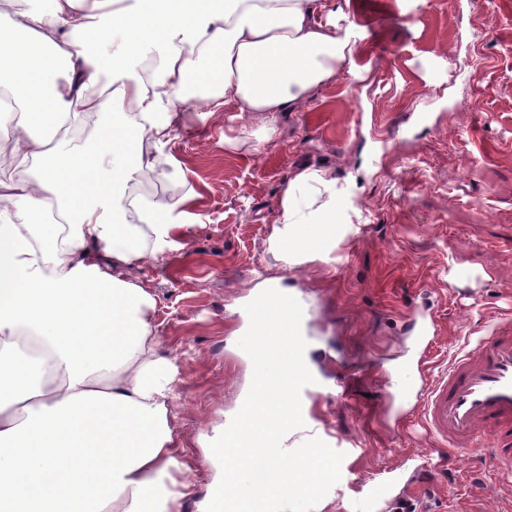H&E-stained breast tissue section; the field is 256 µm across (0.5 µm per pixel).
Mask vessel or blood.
I'll return each instance as SVG.
<instances>
[{
    "instance_id": "1",
    "label": "vessel or blood",
    "mask_w": 512,
    "mask_h": 512,
    "mask_svg": "<svg viewBox=\"0 0 512 512\" xmlns=\"http://www.w3.org/2000/svg\"><path fill=\"white\" fill-rule=\"evenodd\" d=\"M391 387L440 444L480 461L486 452L474 440L488 436L503 471L512 473V320L452 358L438 379H426L418 363L398 365Z\"/></svg>"
}]
</instances>
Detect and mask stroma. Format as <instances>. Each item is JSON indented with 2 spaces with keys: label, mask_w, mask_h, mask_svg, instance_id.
Listing matches in <instances>:
<instances>
[{
  "label": "stroma",
  "mask_w": 512,
  "mask_h": 512,
  "mask_svg": "<svg viewBox=\"0 0 512 512\" xmlns=\"http://www.w3.org/2000/svg\"><path fill=\"white\" fill-rule=\"evenodd\" d=\"M336 2L359 51L274 116L273 140L260 115L190 109L164 171L138 179L182 222L162 263L114 273L158 300L160 352L180 394L175 477L194 484L183 512H200L217 474L210 444L249 391L237 342L246 304L268 286L307 301L308 361L324 382L359 375L346 399L309 406L345 454L312 512H354L384 481L420 512H502L512 478L449 454L417 413L400 419L388 373L418 358L436 378L512 316V0ZM302 170L333 179L341 214L333 237L288 265L276 221ZM420 310L438 324L423 352L409 327Z\"/></svg>",
  "instance_id": "obj_1"
}]
</instances>
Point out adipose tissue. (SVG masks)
Listing matches in <instances>:
<instances>
[{
	"label": "adipose tissue",
	"mask_w": 512,
	"mask_h": 512,
	"mask_svg": "<svg viewBox=\"0 0 512 512\" xmlns=\"http://www.w3.org/2000/svg\"><path fill=\"white\" fill-rule=\"evenodd\" d=\"M0 87L22 92L0 123V166L32 178L0 182V379L27 373L0 398V512H181L178 387L160 353L146 290L102 269L162 260L170 208H132L127 190L162 149L190 101L208 112L292 111L340 74L356 50L326 21L327 0H53L37 13L8 0ZM93 112V145L60 119ZM280 200L289 258L314 249L336 221L335 197L309 224ZM55 207V224L32 213Z\"/></svg>",
	"instance_id": "adipose-tissue-1"
}]
</instances>
